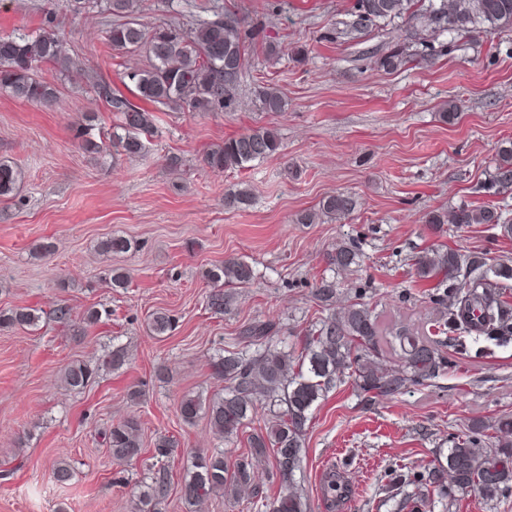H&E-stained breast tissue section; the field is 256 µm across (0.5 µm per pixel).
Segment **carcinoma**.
<instances>
[{"label":"carcinoma","instance_id":"cac0c4a2","mask_svg":"<svg viewBox=\"0 0 512 512\" xmlns=\"http://www.w3.org/2000/svg\"><path fill=\"white\" fill-rule=\"evenodd\" d=\"M105 10L122 18L105 31V40L124 53L145 52L150 64L124 75L132 84L131 93L150 103L148 109L112 91L107 83L96 86L97 93L119 115L120 121L105 139L90 137L91 125L80 130V146L88 153L101 154L113 149L128 158L148 153V138L155 132V108L182 112H222L227 107L228 91L237 81L245 56L244 42L237 20L230 15H216L189 30L158 27L148 33L138 20L139 0H105ZM418 20L430 32L432 40L415 48H398L383 56L379 65L396 70L414 59L452 52L460 41L477 32L495 34L512 31V0H354L346 22L347 32L361 34L396 19ZM448 42H437L443 35ZM44 63L60 72L73 66L66 44L55 34L44 32L0 35V90L13 98L32 104H50L55 90L40 79ZM256 96L267 112L285 111L280 92L270 86L258 88ZM281 150L277 132L260 127L229 138L206 152L204 164L217 170H241ZM24 180L21 168L0 161V198L13 195ZM512 188V147L501 150L495 173L484 184V193L494 196ZM352 197L336 192L323 197L316 213L342 219L352 213ZM428 224L439 232L444 226L490 224L500 235L512 239V219L495 204L460 205L451 211L435 210ZM131 242L111 236L101 243L106 254L125 253ZM358 251L346 242L336 245L328 256L329 264L346 270L358 262ZM416 277L435 283L432 298L446 306L447 317L438 332L463 345L468 337L484 339L497 345L512 342V300L506 295L512 280V266L492 263L484 253H461L452 248L428 247L413 264ZM204 277L214 284L206 296V306L222 313L230 296L219 283L249 284L255 278L251 265L240 258H230L206 270ZM314 296L324 306L336 299V282L323 278L315 285ZM41 315L22 307L0 312V325L35 327ZM244 345L225 350L213 358V375L224 380V392L204 402L184 396L178 411L184 423L192 425L205 415L213 432L220 438L236 435L245 421L261 404L279 407L265 431L249 437V456L230 465L224 452H199L193 469L180 487L188 509L226 489L252 484V460L268 458L272 476L280 484L278 496L265 504L269 512H307V504L295 490L296 474L301 469L304 436L312 407L347 376L355 388L371 398L401 393L408 385H421L439 375L444 368L443 343L426 337L419 330L403 328L392 333L398 344L402 364L388 368L381 362L382 347L377 318L368 304L355 301L343 312L323 318L304 336L302 351L294 355L279 345L273 325L252 324L242 331ZM94 369L83 362H72L62 374L63 383L72 390L88 385ZM481 421L471 424L469 433L453 438L445 462L424 471L400 468L390 474L389 498L396 500V512H419L429 493L446 499L456 491L477 490L491 503L512 491V417L499 418L494 435L486 436ZM107 448L116 460H132L145 451L142 427L135 417H128L105 433ZM54 481L64 486L73 477V468L65 461L53 466ZM150 482L137 496L135 512H159L170 484L169 472L161 466L151 472ZM323 492L330 509L347 499L352 490L341 475L332 470L325 475Z\"/></svg>","mask_w":512,"mask_h":512}]
</instances>
